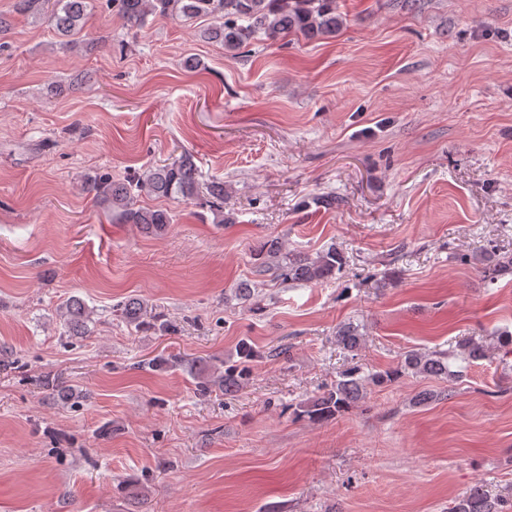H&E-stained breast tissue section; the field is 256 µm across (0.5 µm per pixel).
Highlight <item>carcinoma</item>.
Masks as SVG:
<instances>
[{"label": "carcinoma", "instance_id": "carcinoma-1", "mask_svg": "<svg viewBox=\"0 0 512 512\" xmlns=\"http://www.w3.org/2000/svg\"><path fill=\"white\" fill-rule=\"evenodd\" d=\"M48 0H16L19 13L45 15L59 35L71 37L84 29L87 11L92 0H54V8L45 11ZM112 11L126 29L133 31L146 26L151 16L172 20L204 18L209 21L201 31L203 38L218 42L224 50L236 53L252 41L262 37L277 40L289 35L307 39L332 37L343 26V16L337 12L336 0H107ZM80 190L91 194L108 210L115 211L125 224L136 225L146 235H159L173 217L165 209L137 207L134 198L146 194L157 197L197 201L206 206L224 223V182L199 181L198 169L189 154L164 165L148 168L128 181H114L107 174L85 177ZM477 263L484 278L495 281L512 275V255L501 254L495 248L485 249ZM346 264L344 252L336 245L306 254L290 251L281 239H272L258 258L259 271L272 272L276 278L288 283L317 284L325 282L342 271ZM124 320L140 329L159 327L170 330L162 322L163 315L148 302L130 298L120 305ZM59 317L71 336H86L94 311L78 298H71L59 306ZM336 340L350 352L360 348L363 336L356 326L344 324L336 330ZM497 350L512 355V334L496 337L494 342L466 338L460 340L448 353L429 350L405 352L397 367L368 375H361L353 367L340 374L336 382L320 395L301 405V413L314 422L336 418L364 403L369 386L391 383L401 377H434L448 380L457 377L450 370L449 358L469 364L482 361ZM238 360L221 367L209 360L195 359L187 364L182 359L174 366L189 372L196 380L197 391L205 395L218 388L226 392L243 388L250 376V364L255 358L251 346L239 345ZM450 512H512V493L492 496L481 488L471 490L454 502Z\"/></svg>", "mask_w": 512, "mask_h": 512}]
</instances>
